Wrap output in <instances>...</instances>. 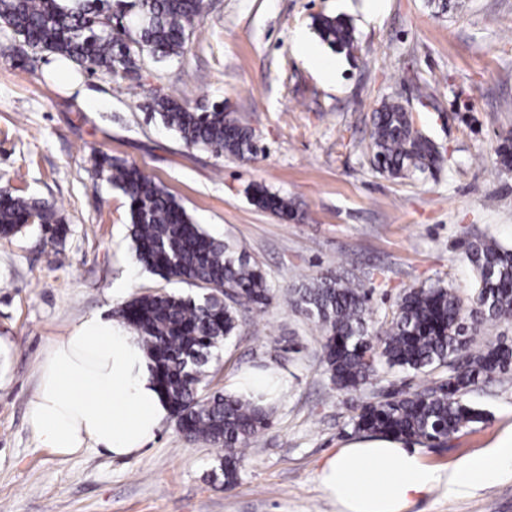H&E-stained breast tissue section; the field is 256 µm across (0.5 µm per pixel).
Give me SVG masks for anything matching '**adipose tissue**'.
Instances as JSON below:
<instances>
[{
  "label": "adipose tissue",
  "mask_w": 512,
  "mask_h": 512,
  "mask_svg": "<svg viewBox=\"0 0 512 512\" xmlns=\"http://www.w3.org/2000/svg\"><path fill=\"white\" fill-rule=\"evenodd\" d=\"M169 417L139 337L100 314L82 318L48 348L27 407L42 447L61 456L138 454ZM511 473L512 425L445 470L394 436L357 439L324 459L316 480L337 512H405L434 490L465 495Z\"/></svg>",
  "instance_id": "adipose-tissue-1"
}]
</instances>
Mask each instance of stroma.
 Wrapping results in <instances>:
<instances>
[{
	"mask_svg": "<svg viewBox=\"0 0 512 512\" xmlns=\"http://www.w3.org/2000/svg\"><path fill=\"white\" fill-rule=\"evenodd\" d=\"M208 4L181 56L137 57L122 78L73 67L60 82V60L20 63L0 32V188L53 205L68 227L62 238L34 224L0 239V512H336L315 473L355 439L360 396L331 383L317 324L288 302L291 288L328 271L368 290L374 326L405 289L438 283L464 300L476 345L512 340V320L480 322L476 272L463 260L478 239L512 247V168L492 158L512 137V0H449L444 14L433 0ZM321 14L351 19L353 54L320 40ZM302 36L333 60L331 78L302 54ZM172 91L198 112L225 103L253 131L256 155L215 156L149 119L147 97ZM390 98L419 114L441 153L433 171L395 177L375 166L372 115ZM99 151L164 186L265 273L269 304L244 312L207 366L211 393L269 367L287 385L232 490L214 475L217 449L188 442L171 420L125 459L58 455L27 422L44 351L79 319L115 316L141 294L207 292L137 262L128 199L97 174ZM253 183L288 197L295 218L255 207ZM466 400L486 419L442 446L420 444L428 465L448 468L512 424V372ZM407 512H512V476L469 495L433 493Z\"/></svg>",
	"mask_w": 512,
	"mask_h": 512,
	"instance_id": "stroma-1",
	"label": "stroma"
}]
</instances>
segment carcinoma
<instances>
[{
	"label": "carcinoma",
	"instance_id": "obj_1",
	"mask_svg": "<svg viewBox=\"0 0 512 512\" xmlns=\"http://www.w3.org/2000/svg\"><path fill=\"white\" fill-rule=\"evenodd\" d=\"M205 0H0V28L25 45L32 57L54 55L86 70L114 77L124 59L140 50L162 57L182 55L187 31L205 12ZM111 14L112 32L102 29ZM313 26L338 52L354 49L352 25L341 17L319 15ZM152 116L183 143L218 156L246 159L256 152L254 135L224 113V104L195 112L171 94L145 104ZM372 148L377 167L393 176L423 174L439 160L435 144L418 129L412 113L389 100L373 113ZM99 173L129 200L128 221L137 260L165 280L205 284L211 293L182 298L169 293L140 295L118 310L137 330L153 363L160 392L180 433L219 449L217 469L224 488H233L250 440L268 426L269 412L241 395L200 396L205 366L231 339L243 309L268 305L269 287L256 263L192 222L185 207L133 165L107 154L95 157ZM254 206L289 217L288 198L255 183ZM51 235L68 231L53 206L0 192V238L22 232L31 218ZM465 256L477 273L472 299L483 319L512 318V248L494 240L469 244ZM292 304L315 320L323 333L322 356L331 382L340 390L373 385L384 371L446 374L415 391L396 389L375 402L354 405L355 431L392 435L416 442H447L478 423L483 412L464 396L479 384L512 368V347L493 343L472 348L461 321V300L439 285L410 288L391 320L376 329L366 290L334 274L294 289Z\"/></svg>",
	"mask_w": 512,
	"mask_h": 512
}]
</instances>
